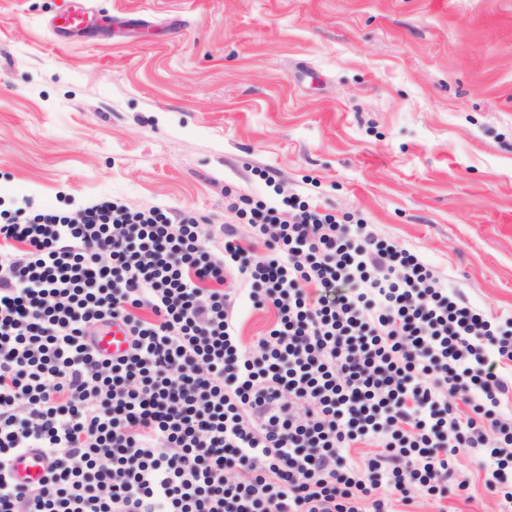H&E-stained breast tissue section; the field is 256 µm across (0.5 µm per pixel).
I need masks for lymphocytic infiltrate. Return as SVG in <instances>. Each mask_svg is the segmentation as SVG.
<instances>
[{
    "instance_id": "lymphocytic-infiltrate-1",
    "label": "lymphocytic infiltrate",
    "mask_w": 512,
    "mask_h": 512,
    "mask_svg": "<svg viewBox=\"0 0 512 512\" xmlns=\"http://www.w3.org/2000/svg\"><path fill=\"white\" fill-rule=\"evenodd\" d=\"M234 207L266 254L108 198L0 218V512H414L462 448L512 512V318L364 220ZM230 272L275 313L248 348ZM114 320L132 344L107 358L90 338ZM25 448L52 459L34 490L10 478Z\"/></svg>"
}]
</instances>
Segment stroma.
<instances>
[{
  "mask_svg": "<svg viewBox=\"0 0 512 512\" xmlns=\"http://www.w3.org/2000/svg\"><path fill=\"white\" fill-rule=\"evenodd\" d=\"M0 0V210L100 198L239 224L226 189L363 217L512 317V0ZM462 495L493 512L474 454ZM72 2L70 8L63 14L57 16L52 22L54 35L59 41H65L71 32L80 29L85 24V12L81 7L82 0H69Z\"/></svg>",
  "mask_w": 512,
  "mask_h": 512,
  "instance_id": "1",
  "label": "stroma"
}]
</instances>
